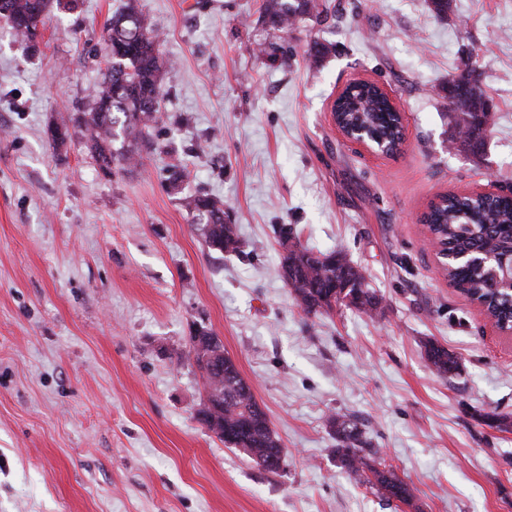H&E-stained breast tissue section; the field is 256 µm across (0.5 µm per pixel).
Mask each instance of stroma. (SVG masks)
<instances>
[{
  "instance_id": "1",
  "label": "stroma",
  "mask_w": 512,
  "mask_h": 512,
  "mask_svg": "<svg viewBox=\"0 0 512 512\" xmlns=\"http://www.w3.org/2000/svg\"><path fill=\"white\" fill-rule=\"evenodd\" d=\"M167 66L152 147L105 173L78 126L126 0L52 11L38 52L0 18V512H512V341L448 281L424 239L437 195L512 184V0H328L288 32L261 0H137ZM331 53L312 62L313 42ZM495 118L475 156L449 148L438 93L462 60ZM396 96L406 142L370 153L330 106L351 80ZM68 127L61 146L49 123ZM183 167L181 193L166 183ZM223 199L239 253L210 251L182 195ZM344 251L382 299L306 315L278 230ZM224 343L287 452L271 474L197 418L187 358ZM457 357L435 375L422 343ZM355 420L413 489L386 501L346 472L325 426Z\"/></svg>"
}]
</instances>
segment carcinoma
<instances>
[{"label": "carcinoma", "mask_w": 512, "mask_h": 512, "mask_svg": "<svg viewBox=\"0 0 512 512\" xmlns=\"http://www.w3.org/2000/svg\"><path fill=\"white\" fill-rule=\"evenodd\" d=\"M60 0H0V17L6 19L14 35L36 46L38 25ZM326 0H262V17L281 30H288L304 17L327 14ZM106 50L111 58L100 83L89 94L90 119L84 123V137L93 158L104 171L124 170L139 164L142 149L150 144L149 129L160 112L163 97L161 80L166 61L159 50V36L139 10L137 0H127L122 11L106 25ZM448 116L455 130H467L461 144L479 148L484 144L492 120L490 99L481 85L470 83L466 70L448 79L445 87ZM338 119L346 126L368 124L380 137L395 141L397 119L388 105L370 87L348 93L339 104ZM121 140V147L114 142ZM183 206L196 218L208 249L221 254L236 253L241 241L235 225L227 222L224 202L205 193L183 198ZM429 232L450 253L490 252L495 258L484 265H455L445 268L448 279L461 293L483 302L488 316L512 322V293L501 286L503 266L512 264V196L487 197L479 194H446L430 206L424 216ZM288 263L286 282L295 303L308 314L331 311L348 305L371 317L377 314L381 299L362 287L365 277L340 251H313L293 241L287 225L279 230ZM351 298L350 303L344 299ZM432 370L447 377L459 369L453 353L435 341L423 343ZM207 382L206 402L198 413L204 415L207 429L217 425L233 438L232 448L244 454L259 468L272 474L278 470L262 465L271 448L281 446L278 434L257 403L251 387L235 362L224 356V377L218 379L195 361ZM336 436V453L342 467L377 489L389 499L408 504L414 498L409 484L394 471L378 469L367 454L364 432L351 418L335 414L328 420Z\"/></svg>", "instance_id": "carcinoma-1"}]
</instances>
